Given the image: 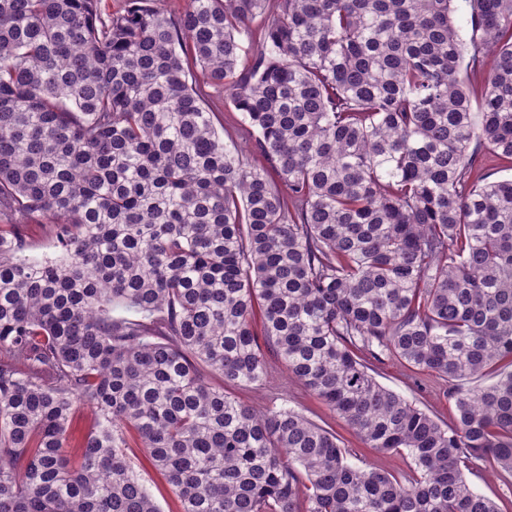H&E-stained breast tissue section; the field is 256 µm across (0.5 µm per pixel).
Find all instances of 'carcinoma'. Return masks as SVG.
<instances>
[{"label": "carcinoma", "mask_w": 512, "mask_h": 512, "mask_svg": "<svg viewBox=\"0 0 512 512\" xmlns=\"http://www.w3.org/2000/svg\"><path fill=\"white\" fill-rule=\"evenodd\" d=\"M455 2L0 0V512H161L132 432L181 512H500L468 476L512 474V179L473 176L512 166V0L466 38ZM271 356L410 474L238 400ZM206 91L212 95L210 103L216 109L224 110V132L220 130L221 135L224 138V144L229 148L233 146L243 148L245 145V132L244 127L241 125L240 120L242 119L240 112L235 110L230 111L228 107L224 106L226 95L224 96V90L220 93L216 92L213 87H206ZM230 112V113H227ZM28 240L30 247L26 251V255L29 257L42 259L45 256L55 257L60 254L53 239L42 227L32 226L28 231ZM376 379L383 386L401 394L426 409L437 420L450 424L454 406L444 397L436 380L427 374L412 375L395 360L375 363Z\"/></svg>", "instance_id": "1"}]
</instances>
